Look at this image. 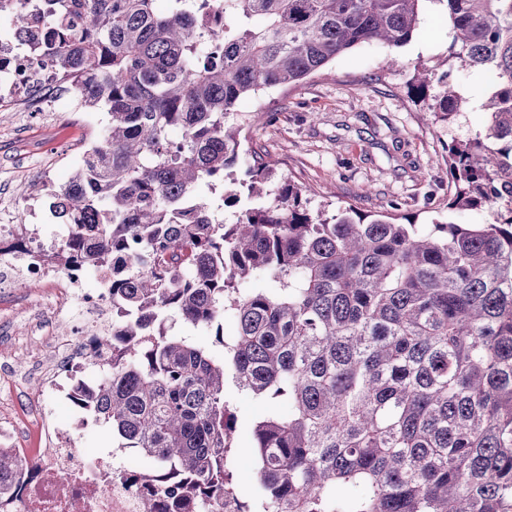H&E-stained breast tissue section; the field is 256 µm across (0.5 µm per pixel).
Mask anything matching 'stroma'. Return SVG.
<instances>
[{"label": "stroma", "mask_w": 512, "mask_h": 512, "mask_svg": "<svg viewBox=\"0 0 512 512\" xmlns=\"http://www.w3.org/2000/svg\"><path fill=\"white\" fill-rule=\"evenodd\" d=\"M449 30L443 7L428 0L407 44L393 49L358 45L298 86L243 99L238 111L261 112L265 118L246 129L235 177L243 178L251 153L258 151L271 157L285 177L311 188L308 206L313 211L334 214L353 203L376 213L394 204L401 216L419 224L441 215L458 224L494 223L496 216L489 210L447 209V146L478 133L484 114L464 112L453 125L436 123L412 85L416 67L442 74ZM390 55L399 64L389 69L384 60ZM26 106L23 100L0 104V210L15 208L25 212L27 223L49 225V201L39 190L67 183L80 161L50 158L42 146L57 140L92 148L103 138L107 109L93 110L88 125L50 112L41 127L33 128L26 122ZM1 319L9 320L13 335L0 338V363L23 369L15 388L23 403L39 389L37 377L27 369L41 359L42 350L32 341L21 346L12 341L27 335L28 312L0 299Z\"/></svg>", "instance_id": "35a3bbf8"}]
</instances>
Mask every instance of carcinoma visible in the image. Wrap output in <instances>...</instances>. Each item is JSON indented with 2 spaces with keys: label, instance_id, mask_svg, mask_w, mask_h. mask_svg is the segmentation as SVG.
I'll use <instances>...</instances> for the list:
<instances>
[{
  "label": "carcinoma",
  "instance_id": "carcinoma-1",
  "mask_svg": "<svg viewBox=\"0 0 512 512\" xmlns=\"http://www.w3.org/2000/svg\"><path fill=\"white\" fill-rule=\"evenodd\" d=\"M425 1L451 22L429 111L451 124L466 110L450 71L493 74L483 131L448 145V209L495 223L312 213L311 189L261 157L235 188L260 120L239 100L360 44L401 46ZM155 2L18 0L12 13L35 61L83 107H108L102 141L50 193L73 231L46 259L124 260L105 284L123 317L85 406L152 462L125 475L146 483L141 512H214L232 494L237 512H512V0ZM216 182L219 200L197 198ZM179 321L222 352L171 333ZM229 381L273 405L247 432L249 495L227 467ZM22 466L0 452V489Z\"/></svg>",
  "mask_w": 512,
  "mask_h": 512
}]
</instances>
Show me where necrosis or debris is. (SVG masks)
Listing matches in <instances>:
<instances>
[{
  "mask_svg": "<svg viewBox=\"0 0 512 512\" xmlns=\"http://www.w3.org/2000/svg\"><path fill=\"white\" fill-rule=\"evenodd\" d=\"M52 66L40 67L23 50L0 49V96L25 99L47 78ZM60 243L57 235L30 237L24 251L0 254V293H10L18 282L37 288L45 299V329L41 342L45 362L39 364L41 390L32 401L34 427H27L26 414L13 403L14 385L19 377L9 363L0 364V450L31 465L33 474L17 475L13 487L0 493V512H140L143 489L126 482L124 473L148 474L150 463L137 453H128L121 470H114L111 455L86 453L62 440V430L86 431L88 417L82 399L94 393L98 376L86 374L83 359L100 337L111 335L119 314L104 284L111 281V268L87 266L57 267L41 257ZM96 275L102 287L84 286L88 275ZM81 316L73 319L70 336L53 333L52 328L71 319V306ZM65 397L73 408L69 421H60L52 400Z\"/></svg>",
  "mask_w": 512,
  "mask_h": 512,
  "instance_id": "4bbe7bcc",
  "label": "necrosis or debris"
}]
</instances>
